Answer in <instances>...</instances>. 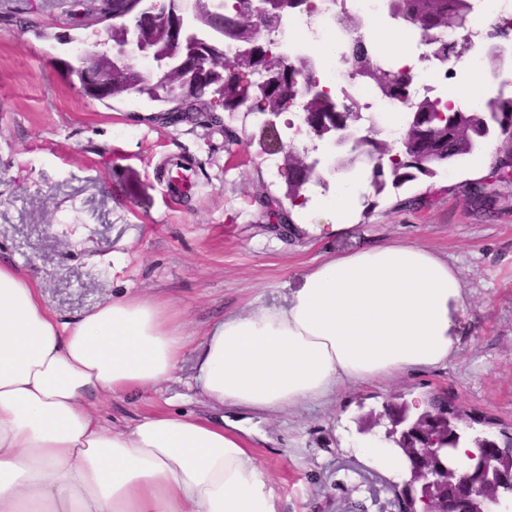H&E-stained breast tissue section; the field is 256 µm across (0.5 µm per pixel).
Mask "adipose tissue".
<instances>
[{
  "label": "adipose tissue",
  "mask_w": 512,
  "mask_h": 512,
  "mask_svg": "<svg viewBox=\"0 0 512 512\" xmlns=\"http://www.w3.org/2000/svg\"><path fill=\"white\" fill-rule=\"evenodd\" d=\"M468 312L448 261L399 241L322 261L282 303L225 316L195 344L168 299L121 295L63 321L0 262V512H279L240 422L157 411L122 429L91 400L159 388L191 346L210 404L299 411L446 366Z\"/></svg>",
  "instance_id": "ef3b65f1"
}]
</instances>
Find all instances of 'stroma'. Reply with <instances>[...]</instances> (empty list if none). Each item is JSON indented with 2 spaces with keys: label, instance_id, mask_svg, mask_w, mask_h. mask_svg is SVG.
I'll return each instance as SVG.
<instances>
[{
  "label": "stroma",
  "instance_id": "obj_1",
  "mask_svg": "<svg viewBox=\"0 0 512 512\" xmlns=\"http://www.w3.org/2000/svg\"><path fill=\"white\" fill-rule=\"evenodd\" d=\"M82 4L0 0V259L36 283L46 309L70 320L115 294L153 293L196 340L254 300L283 302L286 283L328 257L416 244L449 260L470 302L456 354L437 370L344 387L329 404L251 418L280 512H399L398 485L357 451L358 418L393 396L444 390L466 439L512 433V182L473 198L493 148L386 189L344 231L283 232L259 204L286 190L283 169L267 166L260 117L222 111L168 126L147 121L160 108L147 97H87L68 65L75 43L94 48L106 25ZM172 160L194 182L178 201L166 192ZM193 377L189 349L175 380L96 408L120 428L158 408L210 414Z\"/></svg>",
  "mask_w": 512,
  "mask_h": 512
}]
</instances>
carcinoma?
Masks as SVG:
<instances>
[{"label": "carcinoma", "mask_w": 512, "mask_h": 512, "mask_svg": "<svg viewBox=\"0 0 512 512\" xmlns=\"http://www.w3.org/2000/svg\"><path fill=\"white\" fill-rule=\"evenodd\" d=\"M249 0H198L199 10L192 23L201 35L199 44L217 41L235 47L232 56L224 61L214 60L199 68L196 92L203 96L215 92L218 78L212 69L224 71V111L237 112L242 107L256 108L261 112H279L282 99L299 89L303 78L316 75L314 62L299 58L288 64L271 79L268 92L260 94L251 84H244L238 77L242 58L252 49L262 52L268 45L265 31L280 25L281 20L304 13H313V0H266L267 12L260 24L251 21ZM152 0H112V19L131 29L151 23ZM473 12L471 0H387V13L398 27L410 34H417L428 47L429 55L436 60L459 62L473 51L458 39L446 41L443 34L458 26L470 30ZM151 48V65L156 69L176 71L185 55L172 57L171 37L157 33L147 39ZM344 59L348 63L363 61L364 72L357 76L360 84L376 96L406 107L405 134L399 150L391 151L381 134L373 133L366 147L351 152L347 166L362 163L369 174L374 194H381L386 187L399 189L422 177L434 178L462 157L488 144L500 145L512 133V95L499 94L486 99L482 107H453L438 97L412 95L413 76L406 69H397L381 62L380 56L369 52L364 40L346 48ZM141 67L128 61H118L112 68V96L124 99L130 95L146 96L158 101L165 112L176 111L181 90L172 84L149 86L142 84ZM355 105L338 108L327 93L305 101L301 120L312 136H333L338 128L353 121ZM445 117H440V114ZM304 152L288 149V187L285 197L290 205L303 197V191L316 174L303 162Z\"/></svg>", "instance_id": "carcinoma-1"}]
</instances>
